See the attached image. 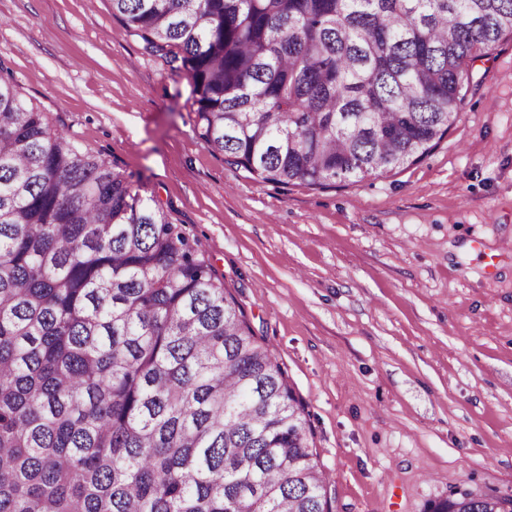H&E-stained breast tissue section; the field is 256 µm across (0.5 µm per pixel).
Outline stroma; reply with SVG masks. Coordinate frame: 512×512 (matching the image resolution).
<instances>
[{
	"label": "stroma",
	"mask_w": 512,
	"mask_h": 512,
	"mask_svg": "<svg viewBox=\"0 0 512 512\" xmlns=\"http://www.w3.org/2000/svg\"><path fill=\"white\" fill-rule=\"evenodd\" d=\"M0 60L198 239L310 415L330 512L512 491V37L425 158L323 189L227 166L108 0H0Z\"/></svg>",
	"instance_id": "stroma-1"
}]
</instances>
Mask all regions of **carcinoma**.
<instances>
[{
	"instance_id": "cac0c4a2",
	"label": "carcinoma",
	"mask_w": 512,
	"mask_h": 512,
	"mask_svg": "<svg viewBox=\"0 0 512 512\" xmlns=\"http://www.w3.org/2000/svg\"><path fill=\"white\" fill-rule=\"evenodd\" d=\"M108 2L227 165L319 188L422 160L512 35V0ZM3 71L0 512H329L309 414L199 243Z\"/></svg>"
}]
</instances>
